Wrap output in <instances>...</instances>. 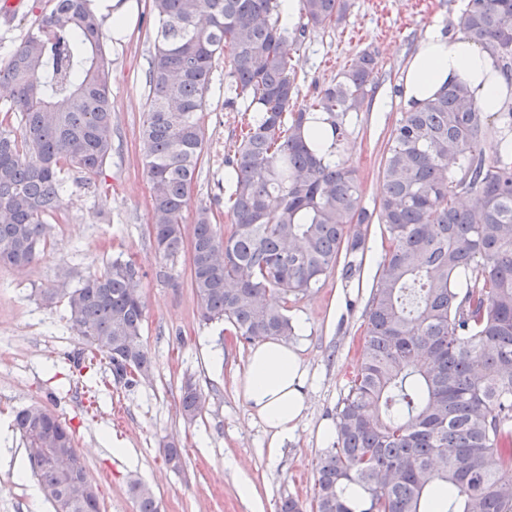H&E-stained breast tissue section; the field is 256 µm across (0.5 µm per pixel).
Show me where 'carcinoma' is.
Returning a JSON list of instances; mask_svg holds the SVG:
<instances>
[{"label": "carcinoma", "mask_w": 512, "mask_h": 512, "mask_svg": "<svg viewBox=\"0 0 512 512\" xmlns=\"http://www.w3.org/2000/svg\"><path fill=\"white\" fill-rule=\"evenodd\" d=\"M301 30L340 23L350 0H300ZM277 0H152L154 52L141 151L150 185L148 223L156 249L175 261L189 251L200 319L227 322L252 343L288 340V298L335 271L361 272L368 226H385L390 248L367 305L356 374L336 408L335 439L317 463L316 512H512V156L488 161L480 142L512 132L463 85L401 113L384 149L376 214L361 206L360 184L343 162L327 165L305 142L308 112L296 108L288 28ZM464 38L487 47L512 74V0H466ZM229 56L224 106L244 107V133L224 155L231 222L196 210L190 240L184 213L204 151L201 112L216 60ZM376 52L364 50L328 85L317 109L336 144L358 112ZM90 0H54L0 64L22 136L0 123V264L39 259L47 218L59 209L64 173L86 182L112 155V70ZM143 273L115 259L69 290L67 320L109 359L127 385L151 373L143 341ZM205 404L192 381L180 410L194 421ZM22 409V437L54 512H100L85 463L67 474L46 428L78 457L72 430L56 415ZM364 494L351 507L345 490ZM138 512H159L152 489L131 485Z\"/></svg>", "instance_id": "obj_1"}]
</instances>
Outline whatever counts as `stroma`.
<instances>
[{
  "instance_id": "stroma-1",
  "label": "stroma",
  "mask_w": 512,
  "mask_h": 512,
  "mask_svg": "<svg viewBox=\"0 0 512 512\" xmlns=\"http://www.w3.org/2000/svg\"><path fill=\"white\" fill-rule=\"evenodd\" d=\"M53 0H28L25 12L0 17V62L5 61L35 19ZM464 0H351L342 23L320 30L293 26L288 49L297 87L296 105L309 107L320 90L363 49L378 53L366 84L361 111L350 113L347 142L339 158L350 166L362 191V205L373 210L380 199L385 143L405 105L400 79L428 29L442 26L458 34ZM137 23L126 41L107 33L112 61V156L101 174L84 183L67 172V191L50 221L40 259L19 271L0 265V431L11 442L0 446V512H53L38 494L35 475L18 479L13 460H26L17 410L39 402L72 428L76 446L96 486L101 512H137L133 482L152 487L160 512H277L285 496L311 508L316 463L330 443L319 430L335 423L358 362L364 311L388 248L383 225L368 228L361 279L326 278L320 288L289 303L299 328L291 340L308 371L307 410L277 456L268 453L263 426L253 420L238 393L251 349L197 315L190 285L189 258L170 262L160 256L147 221L149 185L140 152L146 86L153 42L151 0H135ZM224 62H216L212 89L201 122L205 150L191 190L185 226L196 207H212L220 225L230 222L219 182L225 181V150L240 133V115L224 105ZM140 267L146 305L143 338L155 365L149 378L127 386L115 382L108 359L91 354L71 329L63 303H46L49 288L76 285L79 276L99 271L115 258ZM194 382L206 401L201 415L185 422L180 388ZM123 441L126 454L112 451ZM183 454L180 470L165 461V447ZM250 497L239 493L241 483Z\"/></svg>"
}]
</instances>
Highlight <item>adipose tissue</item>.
Wrapping results in <instances>:
<instances>
[{
  "label": "adipose tissue",
  "instance_id": "adipose-tissue-1",
  "mask_svg": "<svg viewBox=\"0 0 512 512\" xmlns=\"http://www.w3.org/2000/svg\"><path fill=\"white\" fill-rule=\"evenodd\" d=\"M455 84L467 87L481 111L512 108V77L504 74L496 54L433 28L406 67L403 99L417 106ZM306 381L307 371L296 347L268 339L251 349L240 395L251 417L264 426L270 455L278 454L303 416Z\"/></svg>",
  "mask_w": 512,
  "mask_h": 512
}]
</instances>
